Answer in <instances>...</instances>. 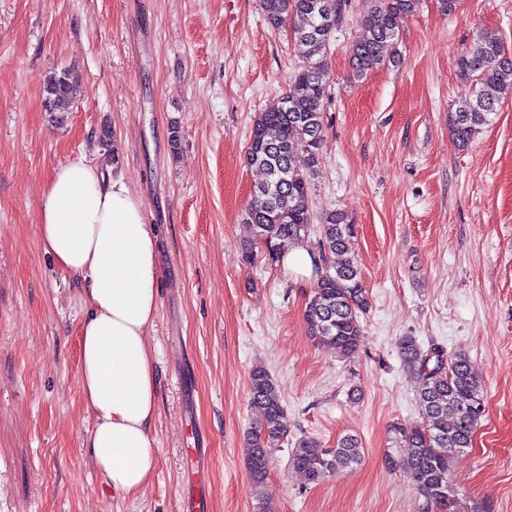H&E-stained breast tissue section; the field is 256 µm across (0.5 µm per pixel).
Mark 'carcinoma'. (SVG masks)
Here are the masks:
<instances>
[{"mask_svg":"<svg viewBox=\"0 0 512 512\" xmlns=\"http://www.w3.org/2000/svg\"><path fill=\"white\" fill-rule=\"evenodd\" d=\"M418 3L366 0L365 35L350 49L354 77H362L384 60ZM346 7L347 0H262L273 28L291 27L299 64L289 78V89L272 107L258 113L252 124L246 157L263 172L264 180L254 187L243 214L244 223L252 229V242L245 245L249 262L259 255L276 264L288 244L318 233L326 271L306 303L304 318L312 340L342 358L353 356L360 347L361 316L369 298L355 255V225L346 212L334 209L322 216L319 228H313L310 188L325 133L330 41ZM457 67L459 76L474 86L472 96L448 112L450 132L463 148L489 125L504 99L512 96V54L498 35L481 32L461 52ZM77 91L78 79L71 71L51 73L44 87L46 109L69 111ZM398 352L416 375L420 420L391 426L392 451L385 457L386 467L411 479L424 499V512H484L483 504L469 505L459 497L451 478L455 460L472 447L483 416L482 380L464 353L426 352L412 336L400 340ZM249 393L261 420L245 435L247 467L253 483L263 487L270 466L268 448L287 435L288 420L279 387L265 367L251 370ZM362 458L361 441L353 435L341 437L334 448H323L305 437L292 449L289 464L310 482L319 483L353 470Z\"/></svg>","mask_w":512,"mask_h":512,"instance_id":"carcinoma-1","label":"carcinoma"}]
</instances>
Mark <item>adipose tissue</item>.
Listing matches in <instances>:
<instances>
[{
    "label": "adipose tissue",
    "mask_w": 512,
    "mask_h": 512,
    "mask_svg": "<svg viewBox=\"0 0 512 512\" xmlns=\"http://www.w3.org/2000/svg\"><path fill=\"white\" fill-rule=\"evenodd\" d=\"M39 236L56 265L85 285L79 376L94 419L85 446L114 491L136 493L158 460L157 376L146 336L160 293L158 229L122 176L78 158L53 171Z\"/></svg>",
    "instance_id": "obj_1"
}]
</instances>
